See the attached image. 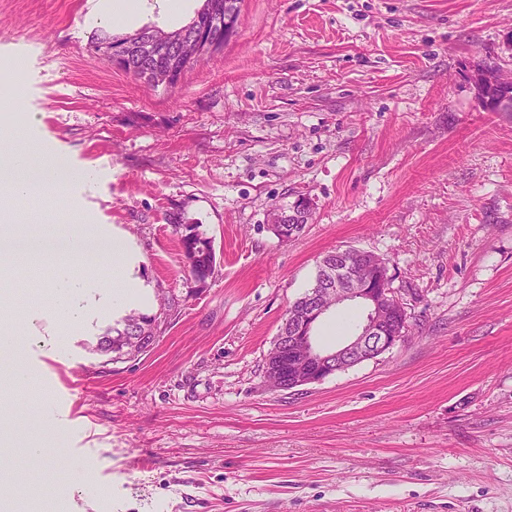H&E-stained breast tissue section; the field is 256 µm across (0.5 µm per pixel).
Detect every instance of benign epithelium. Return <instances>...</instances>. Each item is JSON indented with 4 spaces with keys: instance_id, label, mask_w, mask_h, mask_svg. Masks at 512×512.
Masks as SVG:
<instances>
[{
    "instance_id": "1",
    "label": "benign epithelium",
    "mask_w": 512,
    "mask_h": 512,
    "mask_svg": "<svg viewBox=\"0 0 512 512\" xmlns=\"http://www.w3.org/2000/svg\"><path fill=\"white\" fill-rule=\"evenodd\" d=\"M219 41L199 35L183 54L193 58L205 49H216ZM507 69L480 70L474 81L487 110L512 112V76ZM385 261L361 250L351 249L336 254V262H322L321 283L297 300L278 332L268 360L266 384L282 390L288 382L283 373L291 372L293 387L320 382L330 375L366 360L374 359L400 343L405 329H394L391 322L407 319L404 304L388 286ZM356 303L363 309V319L356 333L346 343L334 348L320 347L315 328L335 309Z\"/></svg>"
}]
</instances>
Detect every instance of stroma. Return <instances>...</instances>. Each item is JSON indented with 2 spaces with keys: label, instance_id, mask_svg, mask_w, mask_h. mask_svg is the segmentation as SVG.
I'll use <instances>...</instances> for the list:
<instances>
[{
  "label": "stroma",
  "instance_id": "stroma-1",
  "mask_svg": "<svg viewBox=\"0 0 512 512\" xmlns=\"http://www.w3.org/2000/svg\"><path fill=\"white\" fill-rule=\"evenodd\" d=\"M98 2L0 0V70L24 64L0 159L95 173L57 199L65 221L15 201L10 234L124 237L139 292L120 300L72 258L40 283L13 258L0 486L14 512H512V113L484 111L472 80L490 54L512 68V0H242L224 48L172 88L90 42L178 29L202 0L100 22ZM299 198L311 220L280 239L269 216ZM175 211L213 242L206 283ZM349 248L385 260L406 337L270 390L283 316ZM134 311L158 316L156 346L107 361L99 338ZM361 319L341 306L320 343ZM47 443L64 448L51 471Z\"/></svg>",
  "mask_w": 512,
  "mask_h": 512
}]
</instances>
